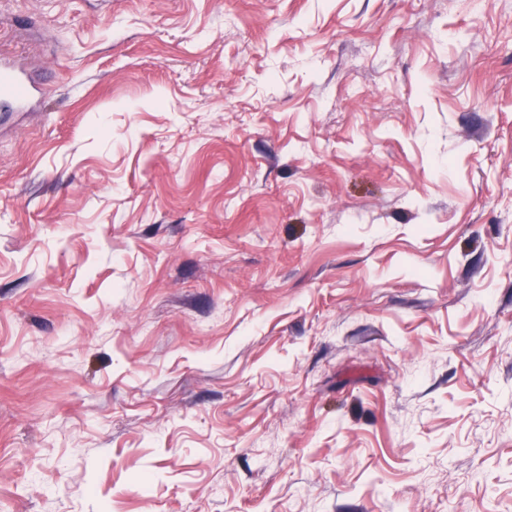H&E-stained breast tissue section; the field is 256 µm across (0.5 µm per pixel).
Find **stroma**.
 I'll return each mask as SVG.
<instances>
[{
  "mask_svg": "<svg viewBox=\"0 0 512 512\" xmlns=\"http://www.w3.org/2000/svg\"><path fill=\"white\" fill-rule=\"evenodd\" d=\"M0 512H512V0H0ZM41 93L39 84L25 75L15 62L0 61V107L32 104Z\"/></svg>",
  "mask_w": 512,
  "mask_h": 512,
  "instance_id": "stroma-1",
  "label": "stroma"
}]
</instances>
